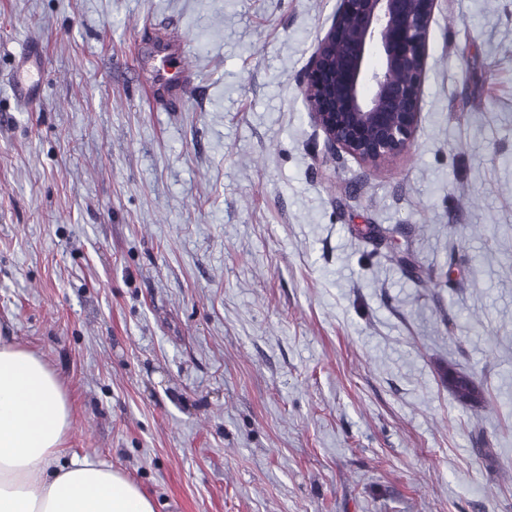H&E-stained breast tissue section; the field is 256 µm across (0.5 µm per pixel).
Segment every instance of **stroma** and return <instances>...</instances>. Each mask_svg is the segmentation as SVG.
I'll return each instance as SVG.
<instances>
[{
	"label": "stroma",
	"instance_id": "1",
	"mask_svg": "<svg viewBox=\"0 0 512 512\" xmlns=\"http://www.w3.org/2000/svg\"><path fill=\"white\" fill-rule=\"evenodd\" d=\"M337 6L0 0V336L156 512H512V0H441L375 168L299 87ZM160 37L195 82L154 105ZM43 49L30 43L17 55V63L11 74L10 87L20 105L33 107L41 101L42 68L39 62ZM448 388L462 404H468L478 399L477 387L468 375L449 371Z\"/></svg>",
	"mask_w": 512,
	"mask_h": 512
}]
</instances>
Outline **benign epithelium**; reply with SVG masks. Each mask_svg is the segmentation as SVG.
<instances>
[{
  "label": "benign epithelium",
  "instance_id": "1",
  "mask_svg": "<svg viewBox=\"0 0 512 512\" xmlns=\"http://www.w3.org/2000/svg\"><path fill=\"white\" fill-rule=\"evenodd\" d=\"M438 2L339 0L300 85L329 150L371 166L411 150Z\"/></svg>",
  "mask_w": 512,
  "mask_h": 512
}]
</instances>
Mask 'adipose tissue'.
<instances>
[{
	"label": "adipose tissue",
	"mask_w": 512,
	"mask_h": 512,
	"mask_svg": "<svg viewBox=\"0 0 512 512\" xmlns=\"http://www.w3.org/2000/svg\"><path fill=\"white\" fill-rule=\"evenodd\" d=\"M72 429L45 357L0 337V512H155L121 471L68 455Z\"/></svg>",
	"instance_id": "obj_1"
}]
</instances>
